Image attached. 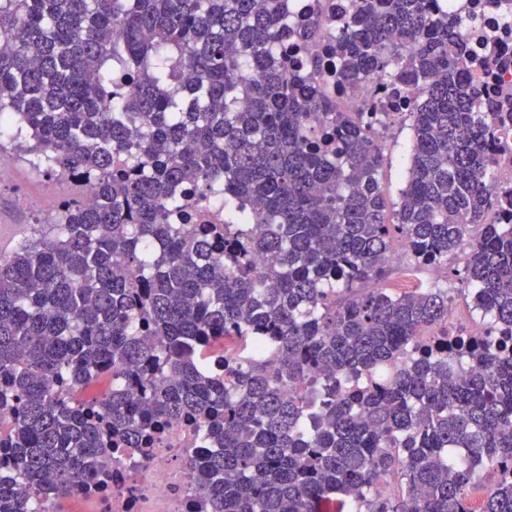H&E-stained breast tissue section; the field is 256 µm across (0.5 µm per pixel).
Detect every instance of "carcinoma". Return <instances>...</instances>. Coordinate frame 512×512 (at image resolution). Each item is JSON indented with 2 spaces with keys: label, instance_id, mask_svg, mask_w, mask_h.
Returning <instances> with one entry per match:
<instances>
[{
  "label": "carcinoma",
  "instance_id": "1",
  "mask_svg": "<svg viewBox=\"0 0 512 512\" xmlns=\"http://www.w3.org/2000/svg\"><path fill=\"white\" fill-rule=\"evenodd\" d=\"M286 2L0 0V130L95 195L0 254V512L181 422L214 449L190 463L210 512H469L481 472L483 512H512V348L448 344L454 291L512 328L502 113L430 0H355L336 81L414 86L389 219L377 119L290 75ZM216 196L224 223H190ZM396 239L423 266L467 252L459 287L386 288Z\"/></svg>",
  "mask_w": 512,
  "mask_h": 512
}]
</instances>
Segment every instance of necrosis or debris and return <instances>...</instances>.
<instances>
[{"mask_svg":"<svg viewBox=\"0 0 512 512\" xmlns=\"http://www.w3.org/2000/svg\"><path fill=\"white\" fill-rule=\"evenodd\" d=\"M436 8L455 19L467 53L457 61L473 80L483 111L495 109L502 99L512 100V0H436ZM291 21L319 16L321 34L288 53L303 59L327 56L336 34L338 15L347 14L351 0H288ZM316 86L324 96L348 112L410 111L413 92L406 89L399 101L389 103V83L372 79L347 90L337 85L332 71L316 73ZM191 432L176 425L164 431L149 454L127 449L98 479L96 490L81 491L69 498L62 512H204L194 493L188 461L203 456Z\"/></svg>","mask_w":512,"mask_h":512,"instance_id":"necrosis-or-debris-1","label":"necrosis or debris"}]
</instances>
